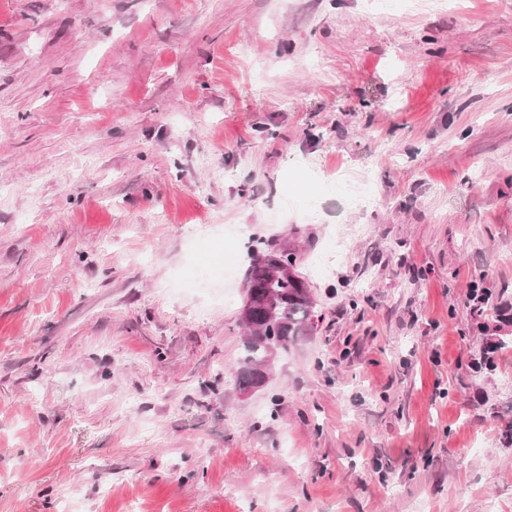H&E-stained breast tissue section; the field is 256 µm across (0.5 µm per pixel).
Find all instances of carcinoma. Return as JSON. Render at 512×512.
<instances>
[{"instance_id": "1", "label": "carcinoma", "mask_w": 512, "mask_h": 512, "mask_svg": "<svg viewBox=\"0 0 512 512\" xmlns=\"http://www.w3.org/2000/svg\"><path fill=\"white\" fill-rule=\"evenodd\" d=\"M246 302L253 304V327L244 341V355L234 371L235 385L245 391L266 379L267 331L275 327L281 348L288 347L308 326L310 300L291 280L271 281L251 265L246 279Z\"/></svg>"}]
</instances>
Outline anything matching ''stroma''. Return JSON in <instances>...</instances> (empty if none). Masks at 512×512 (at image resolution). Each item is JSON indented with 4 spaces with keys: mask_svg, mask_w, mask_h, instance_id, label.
I'll return each mask as SVG.
<instances>
[{
    "mask_svg": "<svg viewBox=\"0 0 512 512\" xmlns=\"http://www.w3.org/2000/svg\"><path fill=\"white\" fill-rule=\"evenodd\" d=\"M0 512H512V0H0ZM258 264L267 269L270 277L291 276L297 278V274L294 271V252L288 249V247H284L275 253L261 255L258 258ZM246 303H253V327L244 341V355L234 371L237 388L243 392L266 379L267 331L275 327L281 349L301 336L309 322L310 300L303 288L291 280L271 281L252 263L246 279ZM274 302V312L268 302ZM265 371V372H264Z\"/></svg>",
    "mask_w": 512,
    "mask_h": 512,
    "instance_id": "1",
    "label": "stroma"
}]
</instances>
